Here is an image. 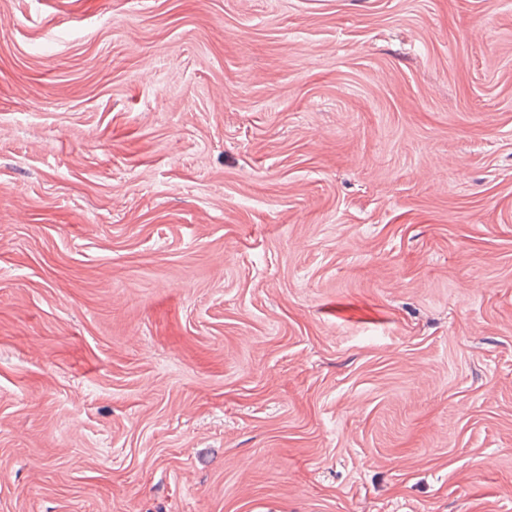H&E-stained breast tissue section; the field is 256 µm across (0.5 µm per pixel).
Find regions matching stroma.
<instances>
[{
    "label": "stroma",
    "instance_id": "35a3bbf8",
    "mask_svg": "<svg viewBox=\"0 0 512 512\" xmlns=\"http://www.w3.org/2000/svg\"><path fill=\"white\" fill-rule=\"evenodd\" d=\"M0 512H512V0H0Z\"/></svg>",
    "mask_w": 512,
    "mask_h": 512
}]
</instances>
